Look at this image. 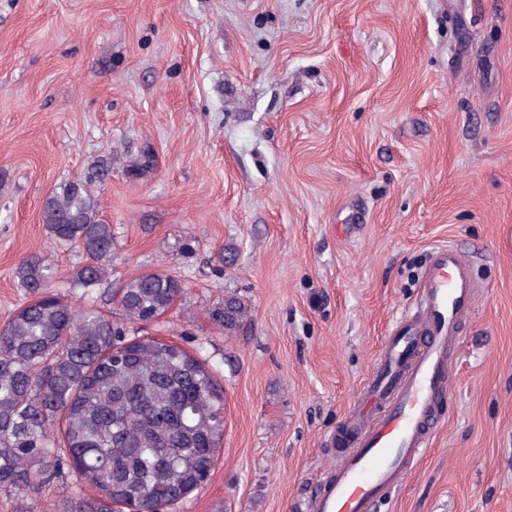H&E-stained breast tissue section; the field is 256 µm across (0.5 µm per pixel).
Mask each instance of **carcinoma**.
Segmentation results:
<instances>
[{
    "instance_id": "obj_1",
    "label": "carcinoma",
    "mask_w": 512,
    "mask_h": 512,
    "mask_svg": "<svg viewBox=\"0 0 512 512\" xmlns=\"http://www.w3.org/2000/svg\"><path fill=\"white\" fill-rule=\"evenodd\" d=\"M42 221L89 258L76 284L100 285L115 237L85 183L52 189ZM52 274L39 256L19 260L15 276L35 299L0 327V488L39 491L63 451L74 482L91 489L71 512H171L207 481L224 441V388L213 372L178 344L139 335L183 300L184 287L142 273L115 290V314L47 292ZM211 316L235 336L249 311L228 293ZM58 419L60 446L50 435Z\"/></svg>"
}]
</instances>
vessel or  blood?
Wrapping results in <instances>:
<instances>
[{"label":"vessel or blood","mask_w":512,"mask_h":512,"mask_svg":"<svg viewBox=\"0 0 512 512\" xmlns=\"http://www.w3.org/2000/svg\"><path fill=\"white\" fill-rule=\"evenodd\" d=\"M476 288L463 252L449 246L430 252L416 311L392 330L359 396L364 410L345 424L351 447L316 512H374L377 498L427 447L428 423L449 394L459 327Z\"/></svg>","instance_id":"obj_1"}]
</instances>
